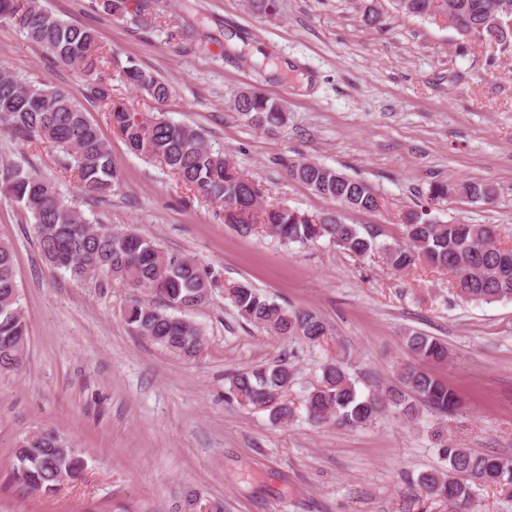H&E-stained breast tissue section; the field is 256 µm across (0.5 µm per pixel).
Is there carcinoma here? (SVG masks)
I'll return each mask as SVG.
<instances>
[{"mask_svg": "<svg viewBox=\"0 0 512 512\" xmlns=\"http://www.w3.org/2000/svg\"><path fill=\"white\" fill-rule=\"evenodd\" d=\"M394 4L399 12L420 18L444 12L468 32L471 42H493L506 51L512 49V28L497 23L503 7L512 0H394ZM128 6L129 0H103L104 11L116 19L129 14L144 23L160 17V0H137L131 10ZM0 20L10 21L31 42L94 80L90 93L106 105L112 128L128 148L159 160L184 185L224 207V223L247 233L259 226L285 244L326 238L358 257L377 254L395 270L430 266L448 273L450 287L461 301L512 300V247L501 243L494 225L441 224L429 219L426 210H409L401 218L404 240L379 243L373 231L344 222L335 209L313 215L273 204L263 206L258 184L238 174L233 162L208 146L196 129L157 116L138 120L134 109L112 102V62L94 29L65 22L43 9L39 0H0ZM120 75L158 102L171 94L169 83L133 63L123 67ZM233 105L244 121L264 131L279 129L288 121L282 104L258 92L239 94ZM0 130L62 153L64 169L74 176L83 195L104 196L119 183L109 146L85 108L68 91L27 81L3 66ZM289 175L343 208H379V198L370 185L323 164L298 160L289 166ZM0 188L31 214L38 248L47 264L76 281L103 277L150 290L158 303L132 299L124 310L126 322L139 336L175 355L193 357L201 351L205 344L202 329L177 316L206 304L215 287L194 259L161 250L153 238L136 229L119 232L91 223L73 199L19 163L0 165ZM494 193V187L484 182L438 181L429 185L425 198L428 204H440L450 197L474 204L489 202ZM224 299L242 319L272 336L315 345L328 334L317 314L285 309L247 282L225 289ZM27 336L14 251L0 243V372L22 365ZM405 345L411 359L400 368V389L364 394L343 360L327 362L319 383L304 401L308 418L358 429L385 412L414 424L419 420V401L446 414L458 410L457 395L426 369L430 363L448 360L447 345L417 330L405 333ZM293 375L294 368L284 360L258 365L233 377L232 391L244 404L270 408L276 420L291 419L294 407L283 394ZM435 440L445 466L418 477V486L426 495L448 502L453 512H470L475 484L494 485L512 495V458L459 448L443 432ZM62 443L51 429L19 440L11 463L13 480L33 491L50 493L76 478L85 461L77 451L62 453Z\"/></svg>", "mask_w": 512, "mask_h": 512, "instance_id": "1", "label": "carcinoma"}]
</instances>
